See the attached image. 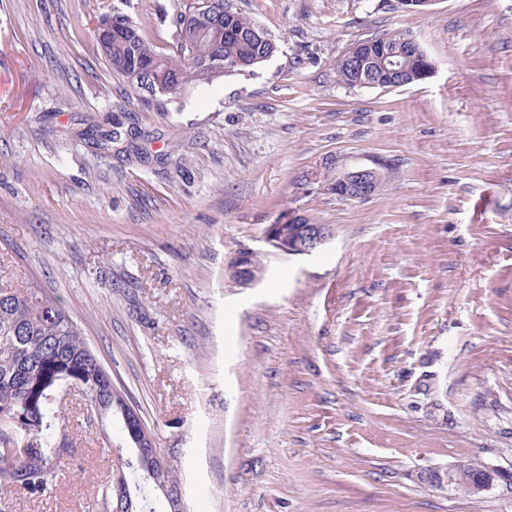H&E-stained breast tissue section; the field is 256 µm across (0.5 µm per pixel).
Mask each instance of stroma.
<instances>
[{
	"label": "stroma",
	"mask_w": 512,
	"mask_h": 512,
	"mask_svg": "<svg viewBox=\"0 0 512 512\" xmlns=\"http://www.w3.org/2000/svg\"><path fill=\"white\" fill-rule=\"evenodd\" d=\"M279 49L143 104L98 51L119 11L172 53L173 0H0V280L59 295L178 474L187 512H512V481L446 491L459 459L512 474V0H229ZM412 32L427 79L351 88L336 62ZM120 128L146 160L92 148ZM384 160L371 198L303 188ZM296 212L310 256L265 241ZM247 248L261 281L236 284ZM73 455L0 512H106L119 423L70 397ZM307 223L302 216L289 212L288 224L267 226L266 241L288 255H311L330 243L333 232L328 224ZM249 257V263L247 267L254 270L258 274L262 273V265L259 256L256 253H252L250 255L245 254L243 251H238L232 258L233 264L229 267V273L231 277L236 280L235 282L239 285L247 286L251 285L259 280L258 276L242 279L240 277L241 272H244L246 269V259Z\"/></svg>",
	"instance_id": "obj_1"
}]
</instances>
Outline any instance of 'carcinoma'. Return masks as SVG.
<instances>
[{
  "label": "carcinoma",
  "instance_id": "carcinoma-1",
  "mask_svg": "<svg viewBox=\"0 0 512 512\" xmlns=\"http://www.w3.org/2000/svg\"><path fill=\"white\" fill-rule=\"evenodd\" d=\"M194 0H181L170 16L174 53L165 54L149 41L137 22L126 14L115 12L112 18L126 27L131 36H112V41L97 45L113 70L127 82L143 102H150L140 76L130 61L157 66L163 89L156 94L176 93L187 85L203 86L216 80L207 64L219 58L224 74L250 70L271 59L278 44L271 35L253 37L259 25L242 13L214 0L222 11L221 21L214 12L198 10ZM376 41L356 43L357 53L376 59L385 54L402 60L407 47L406 32L385 30L374 34ZM336 74L344 85L358 87L368 80L380 88L404 86L417 82L415 68L394 82L387 73L373 71L362 74L343 55L336 62ZM76 390L87 406L112 405L124 400L123 393L112 383V377L87 344L78 324L72 319L60 297L34 286L19 288L0 282V436L18 433L27 440L25 454L13 462L0 458V477L31 494L45 492L57 481L64 460L71 456L61 430L66 419L60 411V393ZM131 493V509L155 512L153 498L161 486L174 488L177 477L172 468L150 478L145 468L131 469L123 465Z\"/></svg>",
  "mask_w": 512,
  "mask_h": 512
}]
</instances>
